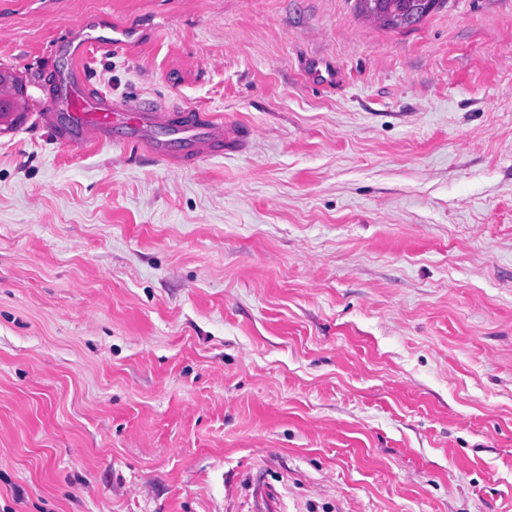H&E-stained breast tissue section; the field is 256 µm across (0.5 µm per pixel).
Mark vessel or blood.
I'll return each mask as SVG.
<instances>
[{"label": "vessel or blood", "mask_w": 512, "mask_h": 512, "mask_svg": "<svg viewBox=\"0 0 512 512\" xmlns=\"http://www.w3.org/2000/svg\"><path fill=\"white\" fill-rule=\"evenodd\" d=\"M128 39V34L120 30L106 40L91 37L81 44L66 46L75 66L61 75L52 106L36 118L52 140L72 148L120 143L145 150L169 164L188 167L200 159L239 150L250 138V128L225 124L220 115L203 108L132 103L93 92L82 61L89 57L91 49H117Z\"/></svg>", "instance_id": "obj_1"}]
</instances>
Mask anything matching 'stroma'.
Masks as SVG:
<instances>
[{
	"instance_id": "1",
	"label": "stroma",
	"mask_w": 512,
	"mask_h": 512,
	"mask_svg": "<svg viewBox=\"0 0 512 512\" xmlns=\"http://www.w3.org/2000/svg\"><path fill=\"white\" fill-rule=\"evenodd\" d=\"M253 127L179 168L0 133V512H512V0H0L45 111ZM359 2L363 10L382 22L383 26L397 29L419 22L431 11L437 1L359 0ZM115 33L116 36L106 38L107 41L100 37H90L75 47L72 45H64L62 49L73 59L74 62H84L89 57L91 49L106 46L114 50L127 44L129 39L127 33L120 29H117Z\"/></svg>"
}]
</instances>
